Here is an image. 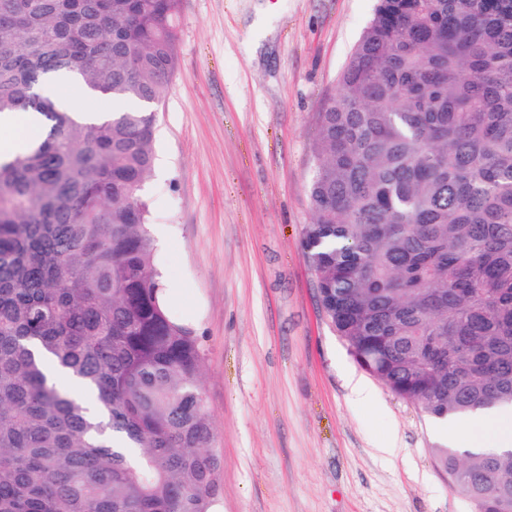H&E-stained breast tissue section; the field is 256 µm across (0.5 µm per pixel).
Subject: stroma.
<instances>
[{
    "label": "stroma",
    "mask_w": 512,
    "mask_h": 512,
    "mask_svg": "<svg viewBox=\"0 0 512 512\" xmlns=\"http://www.w3.org/2000/svg\"><path fill=\"white\" fill-rule=\"evenodd\" d=\"M375 5L181 0L144 194L167 304L205 351L221 512H474L431 453L459 434L365 374L302 248L318 115Z\"/></svg>",
    "instance_id": "35a3bbf8"
}]
</instances>
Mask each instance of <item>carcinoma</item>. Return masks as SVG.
<instances>
[{"instance_id": "cac0c4a2", "label": "carcinoma", "mask_w": 512, "mask_h": 512, "mask_svg": "<svg viewBox=\"0 0 512 512\" xmlns=\"http://www.w3.org/2000/svg\"><path fill=\"white\" fill-rule=\"evenodd\" d=\"M180 0H0V512H210L204 351L142 191ZM319 114L303 247L357 363L436 419L512 406V0H377ZM475 512L512 455L432 449ZM0 126L13 129H2L0 136L9 138L0 140V156L13 157L24 154L31 147L32 140L40 134V127L35 122L31 113L4 112L0 114Z\"/></svg>"}]
</instances>
